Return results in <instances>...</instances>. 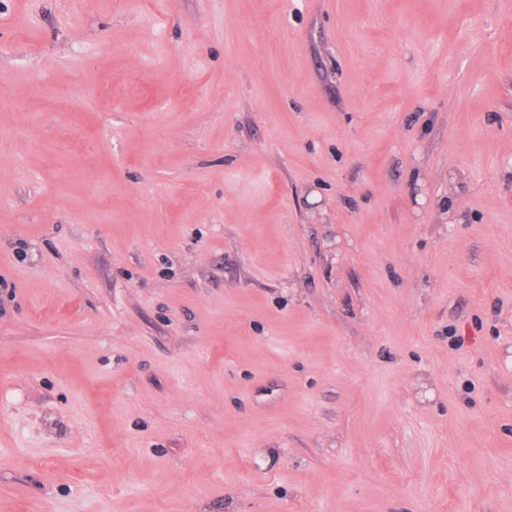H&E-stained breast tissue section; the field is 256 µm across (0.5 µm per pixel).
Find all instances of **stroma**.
<instances>
[{
    "label": "stroma",
    "instance_id": "obj_1",
    "mask_svg": "<svg viewBox=\"0 0 512 512\" xmlns=\"http://www.w3.org/2000/svg\"><path fill=\"white\" fill-rule=\"evenodd\" d=\"M0 512H512V0H0Z\"/></svg>",
    "mask_w": 512,
    "mask_h": 512
}]
</instances>
